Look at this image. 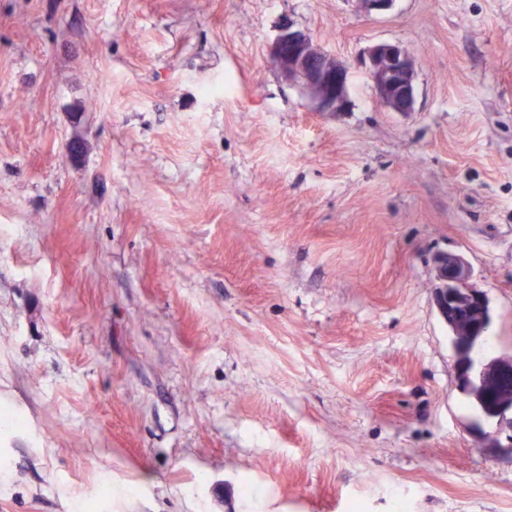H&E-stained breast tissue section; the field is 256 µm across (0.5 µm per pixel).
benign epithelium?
<instances>
[{"instance_id": "7a95c632", "label": "benign epithelium", "mask_w": 512, "mask_h": 512, "mask_svg": "<svg viewBox=\"0 0 512 512\" xmlns=\"http://www.w3.org/2000/svg\"><path fill=\"white\" fill-rule=\"evenodd\" d=\"M269 64L291 85L307 92L319 112H343L349 104L348 71L293 23L281 27L269 51ZM378 98L392 112L413 110L416 94L414 60L402 44L379 42L368 46L362 57ZM436 308L441 317L457 324L460 316L448 310V289L459 287L465 300L480 309L483 328L491 322L489 301L484 292L470 284L473 270L461 254H444L436 260ZM460 385L474 392L478 402L487 404L485 414L496 420L495 442L512 453V391L500 387L509 363L493 359L478 365L460 358Z\"/></svg>"}]
</instances>
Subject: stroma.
Segmentation results:
<instances>
[{"instance_id":"35a3bbf8","label":"stroma","mask_w":512,"mask_h":512,"mask_svg":"<svg viewBox=\"0 0 512 512\" xmlns=\"http://www.w3.org/2000/svg\"><path fill=\"white\" fill-rule=\"evenodd\" d=\"M287 23L347 111L269 67ZM446 253L512 358V0H0V512H512ZM378 98L392 112H411L415 103L416 69L402 44L379 42L368 46L362 57ZM436 271L439 285L436 288L435 304L445 322L456 325L461 320L458 313L448 310V288L457 286L470 305L480 308L482 325L486 331L491 322L489 301L484 292L471 286L473 270L469 261L461 254H444L436 260Z\"/></svg>"}]
</instances>
